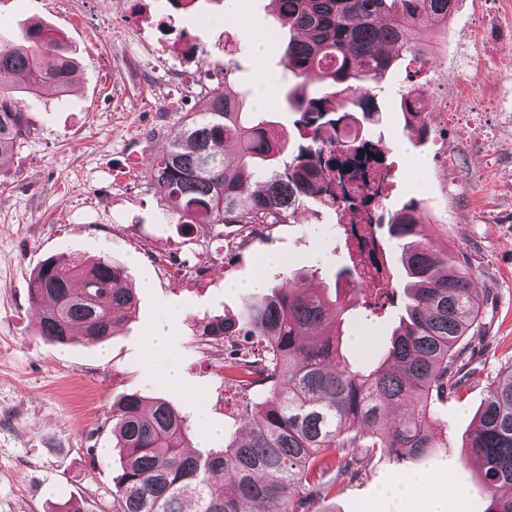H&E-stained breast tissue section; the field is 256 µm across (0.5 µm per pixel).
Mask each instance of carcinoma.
Wrapping results in <instances>:
<instances>
[{
  "label": "carcinoma",
  "instance_id": "carcinoma-1",
  "mask_svg": "<svg viewBox=\"0 0 512 512\" xmlns=\"http://www.w3.org/2000/svg\"><path fill=\"white\" fill-rule=\"evenodd\" d=\"M282 24L295 32L283 64L294 78L317 77L321 87H295L288 104L299 113L294 131L271 127L262 112L242 111L240 92L218 85L204 107L181 121L179 133L149 164L167 207L186 226L232 224L253 231L263 224H291L309 201L335 211L336 153L356 161L373 147L368 124L379 107L368 84L380 83L404 57L429 63L419 31L446 22L458 0H274ZM75 60L56 37L33 25L15 44L0 43V157L33 132L19 106L16 80L36 93L69 92ZM401 94L405 129L429 135L415 101ZM232 141L236 157H224ZM288 159L280 161L283 154ZM409 203L388 214V234L398 244L405 273V303L381 354L369 361L344 350V314L376 308L392 284L339 295L310 288L313 271L287 269L272 292L245 303L237 320L207 319L204 336H244L258 348V378L243 371L238 385L261 389L265 400L245 408L247 438L222 448L191 449V426L167 400L150 404L137 393L112 405V438L120 472L112 485V512H331L319 507L333 489L332 472L355 475L360 453L397 461L448 447L438 435L431 404L452 393L462 341L480 335L481 302L466 262L448 263ZM125 268L108 258L90 263L45 260L31 280L29 300L38 311L36 334L71 344H97L135 313L137 297L121 285ZM415 402L418 413L398 422L386 409ZM463 447L481 461L479 488L486 512H512V367L500 371ZM232 484L233 492L225 491Z\"/></svg>",
  "mask_w": 512,
  "mask_h": 512
}]
</instances>
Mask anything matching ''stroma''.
Returning a JSON list of instances; mask_svg holds the SVG:
<instances>
[{
	"label": "stroma",
	"instance_id": "stroma-1",
	"mask_svg": "<svg viewBox=\"0 0 512 512\" xmlns=\"http://www.w3.org/2000/svg\"><path fill=\"white\" fill-rule=\"evenodd\" d=\"M224 2L198 0L194 10L179 11L162 9L161 0H111L107 10L99 0H0L1 40L40 23L77 61L66 95L20 94L34 131L0 159V512H48L67 499L84 512H108L120 468L112 406L129 393L166 399L190 421L205 406L216 429L209 447L244 436L242 410L262 395L225 386L223 352L200 343L202 319L239 315L248 296L232 282L259 274L265 286L278 283L279 267L261 264L266 255L315 270L314 288L333 286L336 273L353 266L332 209L310 202L292 224L243 234L219 225L197 237L169 213L148 175L183 117L203 107L204 95L191 87L197 59H205L212 82L234 89L274 74L272 101L250 95L245 111H264L288 129L298 117L282 64L289 34L271 0H242L241 23L225 18ZM254 31L270 36L260 55ZM422 41L432 50L430 69L404 59L373 88L380 112L369 134L384 140L393 169L384 208L420 201L422 222L469 264L486 329L467 337L454 370L458 386L433 406L447 447L403 463L361 457L353 478L337 480L332 512H429L434 496L456 512L460 478L467 512L489 504L462 443L488 384L512 366V0H460L447 24L423 26ZM228 56L236 63L229 74ZM414 87L425 92L430 133L422 142L408 137L399 109L401 93ZM451 96L472 133L440 112ZM61 256H107L125 267L138 307L107 341L57 345L37 336L31 278L45 259ZM400 313L396 295L372 324L351 318L349 351H365L354 336L384 339ZM153 335L168 337L177 383L154 373L146 351ZM413 474L426 477L427 487L401 497V478Z\"/></svg>",
	"mask_w": 512,
	"mask_h": 512
}]
</instances>
